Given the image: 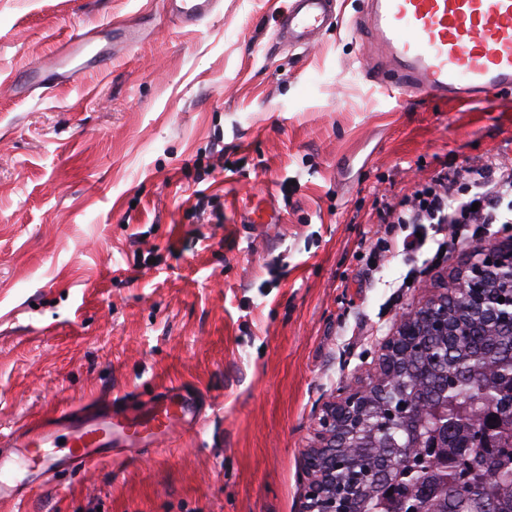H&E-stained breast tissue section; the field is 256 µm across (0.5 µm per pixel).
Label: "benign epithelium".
I'll list each match as a JSON object with an SVG mask.
<instances>
[{
	"mask_svg": "<svg viewBox=\"0 0 512 512\" xmlns=\"http://www.w3.org/2000/svg\"><path fill=\"white\" fill-rule=\"evenodd\" d=\"M489 279H504L512 288V244L491 250L478 248L473 258L452 280L450 290L429 298L423 305L399 317L395 332L381 348L376 373L371 381L352 389L331 402L321 418L309 449L305 470L307 485L303 512H355L353 497H341V471L358 464L354 436L365 411L383 403L404 389L406 367L416 353V344L423 340L431 348L448 347V338L459 335L460 314L468 313L493 322V308L498 304L496 289L485 287ZM426 376L412 373L411 384L417 395L399 407L420 415L429 398L420 394ZM394 447L416 448L419 441L412 431L386 435Z\"/></svg>",
	"mask_w": 512,
	"mask_h": 512,
	"instance_id": "obj_1",
	"label": "benign epithelium"
}]
</instances>
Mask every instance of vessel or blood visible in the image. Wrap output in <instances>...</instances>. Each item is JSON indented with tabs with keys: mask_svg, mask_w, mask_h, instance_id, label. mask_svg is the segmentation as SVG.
<instances>
[{
	"mask_svg": "<svg viewBox=\"0 0 512 512\" xmlns=\"http://www.w3.org/2000/svg\"><path fill=\"white\" fill-rule=\"evenodd\" d=\"M185 25L199 23L219 0H167ZM336 13V0H288L278 24L289 46L314 42ZM355 28L369 33L372 78L402 95L469 105L512 92V0H367ZM95 38L74 34L54 68ZM198 412L184 389L170 386L145 401L116 400L44 417L0 435V504L42 489L58 473L89 470L101 458L128 461V449L149 450L189 428Z\"/></svg>",
	"mask_w": 512,
	"mask_h": 512,
	"instance_id": "obj_1",
	"label": "vessel or blood"
}]
</instances>
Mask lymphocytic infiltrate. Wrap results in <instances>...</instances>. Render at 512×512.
<instances>
[{"label": "lymphocytic infiltrate", "mask_w": 512, "mask_h": 512, "mask_svg": "<svg viewBox=\"0 0 512 512\" xmlns=\"http://www.w3.org/2000/svg\"><path fill=\"white\" fill-rule=\"evenodd\" d=\"M505 209L512 211V162L490 157L419 184L411 196L388 209L384 223L407 224L411 231L403 240L387 241L386 249L422 248L430 230L437 237L438 253H448L467 226L500 223Z\"/></svg>", "instance_id": "lymphocytic-infiltrate-1"}]
</instances>
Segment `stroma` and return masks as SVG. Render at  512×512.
<instances>
[{
  "mask_svg": "<svg viewBox=\"0 0 512 512\" xmlns=\"http://www.w3.org/2000/svg\"><path fill=\"white\" fill-rule=\"evenodd\" d=\"M285 4L221 0L183 25L165 0H0V432L170 383L201 407L171 446L0 512H301L325 404L470 255L374 251L406 234L379 215L512 159V94H388L353 31L363 0H337L309 49L276 37ZM82 29L96 63L15 95L8 74ZM263 199L278 223H248Z\"/></svg>",
  "mask_w": 512,
  "mask_h": 512,
  "instance_id": "stroma-1",
  "label": "stroma"
}]
</instances>
